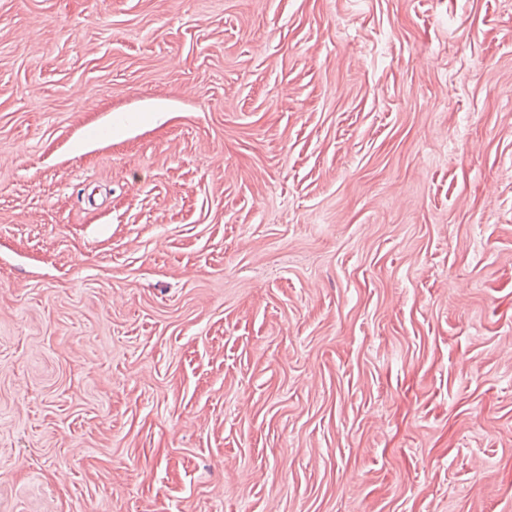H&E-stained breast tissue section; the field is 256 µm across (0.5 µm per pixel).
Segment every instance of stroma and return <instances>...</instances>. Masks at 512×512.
I'll return each instance as SVG.
<instances>
[{
  "label": "stroma",
  "instance_id": "1",
  "mask_svg": "<svg viewBox=\"0 0 512 512\" xmlns=\"http://www.w3.org/2000/svg\"><path fill=\"white\" fill-rule=\"evenodd\" d=\"M0 512H512V0H0Z\"/></svg>",
  "mask_w": 512,
  "mask_h": 512
}]
</instances>
